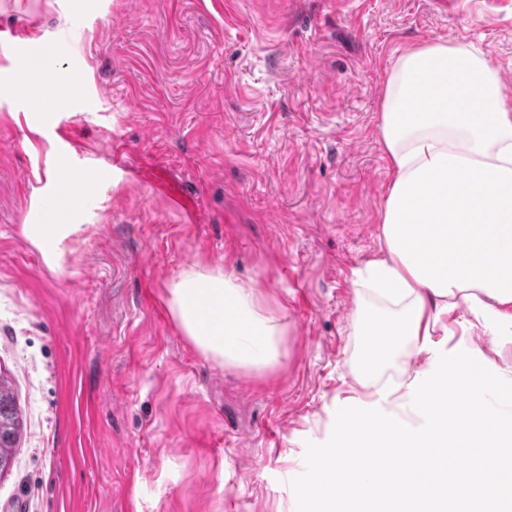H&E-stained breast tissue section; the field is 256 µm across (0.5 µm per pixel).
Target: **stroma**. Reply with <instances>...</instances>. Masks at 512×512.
Listing matches in <instances>:
<instances>
[{"label":"stroma","mask_w":512,"mask_h":512,"mask_svg":"<svg viewBox=\"0 0 512 512\" xmlns=\"http://www.w3.org/2000/svg\"><path fill=\"white\" fill-rule=\"evenodd\" d=\"M29 13L58 93L41 112L16 98L0 45V139L17 143L0 151V376L20 420L0 512H296L306 444L352 385L388 74L406 48L463 41L512 99V0L472 17L434 0H0V25ZM62 165L112 180L88 189L57 269L23 228ZM216 264L285 315L274 371L221 367L174 320L167 284Z\"/></svg>","instance_id":"1"}]
</instances>
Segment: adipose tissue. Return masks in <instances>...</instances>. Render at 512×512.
<instances>
[{
  "mask_svg": "<svg viewBox=\"0 0 512 512\" xmlns=\"http://www.w3.org/2000/svg\"><path fill=\"white\" fill-rule=\"evenodd\" d=\"M431 103L411 105L420 88ZM378 136L391 169L379 220L382 253L357 270L353 333L368 336L374 302L391 309L388 338L377 358L351 375L358 400L382 402L412 427L422 417L408 410L414 375L402 371L398 388L380 400L384 370L400 357L433 356L424 338L446 331L485 336V358L512 379V108L498 71L483 52L464 42L412 47L396 59L382 101ZM62 190L43 220L25 227L30 243L56 265L86 226L81 179L53 174ZM167 303L185 336L212 361L244 372H267L286 355L288 325L254 289L226 268L192 267L168 284Z\"/></svg>",
  "mask_w": 512,
  "mask_h": 512,
  "instance_id": "adipose-tissue-1",
  "label": "adipose tissue"
}]
</instances>
